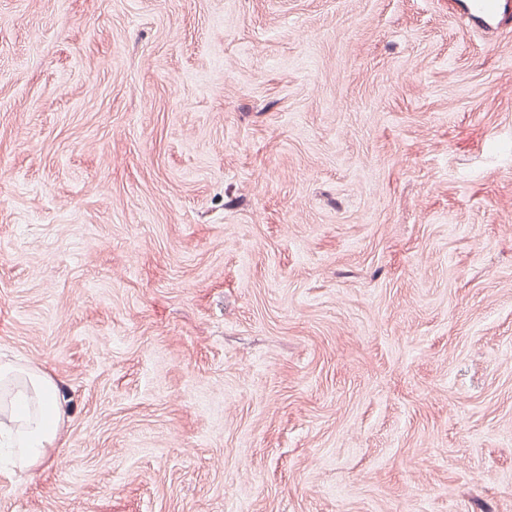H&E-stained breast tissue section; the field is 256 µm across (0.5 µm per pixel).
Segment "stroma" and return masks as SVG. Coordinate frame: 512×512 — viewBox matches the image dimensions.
<instances>
[{
  "label": "stroma",
  "mask_w": 512,
  "mask_h": 512,
  "mask_svg": "<svg viewBox=\"0 0 512 512\" xmlns=\"http://www.w3.org/2000/svg\"><path fill=\"white\" fill-rule=\"evenodd\" d=\"M0 512H512V28L448 0H0ZM0 383V412L5 393L9 397L8 416L0 421V446L12 470L22 471L39 463L48 448L62 447L63 442L58 444L63 417L57 388L46 373L10 363H0Z\"/></svg>",
  "instance_id": "35a3bbf8"
}]
</instances>
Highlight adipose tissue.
Returning a JSON list of instances; mask_svg holds the SVG:
<instances>
[{
	"instance_id": "ef3b65f1",
	"label": "adipose tissue",
	"mask_w": 512,
	"mask_h": 512,
	"mask_svg": "<svg viewBox=\"0 0 512 512\" xmlns=\"http://www.w3.org/2000/svg\"><path fill=\"white\" fill-rule=\"evenodd\" d=\"M0 386L9 403V413L0 421V446L8 465L22 471L58 445L63 417L57 388L46 373L9 363H0Z\"/></svg>"
}]
</instances>
